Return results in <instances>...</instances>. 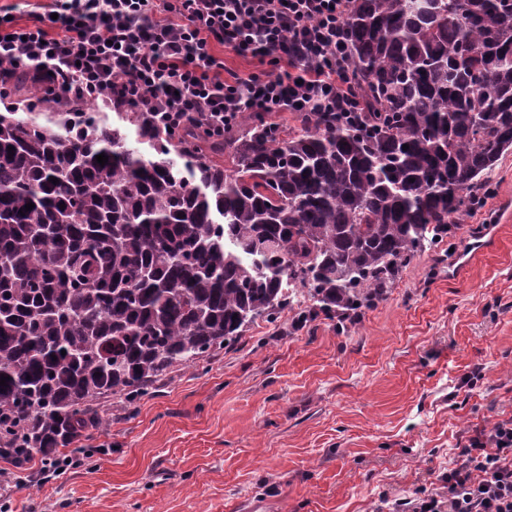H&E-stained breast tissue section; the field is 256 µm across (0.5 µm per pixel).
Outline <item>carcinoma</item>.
Here are the masks:
<instances>
[{
  "label": "carcinoma",
  "instance_id": "1",
  "mask_svg": "<svg viewBox=\"0 0 512 512\" xmlns=\"http://www.w3.org/2000/svg\"><path fill=\"white\" fill-rule=\"evenodd\" d=\"M344 24L363 129L252 112L213 142L0 96L36 106L0 112V448L56 457L107 428L90 402L148 394L299 290L303 319L386 298L477 206L512 150V0H353Z\"/></svg>",
  "mask_w": 512,
  "mask_h": 512
}]
</instances>
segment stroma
I'll return each mask as SVG.
<instances>
[{"mask_svg": "<svg viewBox=\"0 0 512 512\" xmlns=\"http://www.w3.org/2000/svg\"><path fill=\"white\" fill-rule=\"evenodd\" d=\"M492 178L495 248L470 254L466 219L348 331L287 311L134 405L96 400L110 425L81 441L93 463L46 483L27 463L0 512H372L432 487L459 443L512 417V151Z\"/></svg>", "mask_w": 512, "mask_h": 512, "instance_id": "stroma-1", "label": "stroma"}]
</instances>
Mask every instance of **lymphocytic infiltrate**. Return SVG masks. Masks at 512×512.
I'll return each mask as SVG.
<instances>
[{
	"instance_id": "f902f5d3",
	"label": "lymphocytic infiltrate",
	"mask_w": 512,
	"mask_h": 512,
	"mask_svg": "<svg viewBox=\"0 0 512 512\" xmlns=\"http://www.w3.org/2000/svg\"><path fill=\"white\" fill-rule=\"evenodd\" d=\"M352 0H43L30 21L0 13V69L60 106L134 107L178 130L202 122L223 140L250 112H334L361 106L345 77ZM267 61L228 69L218 48ZM375 512H512V419L481 429L438 487Z\"/></svg>"
}]
</instances>
